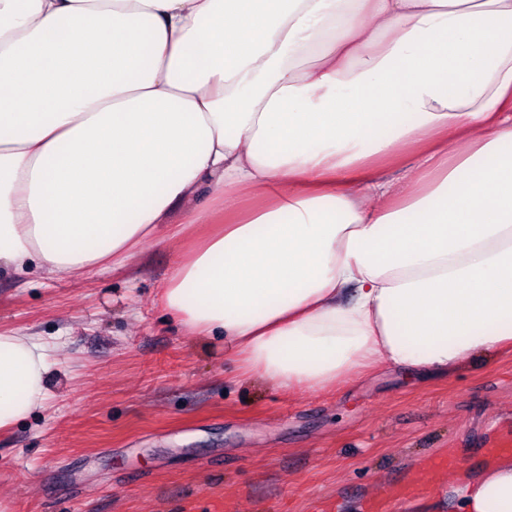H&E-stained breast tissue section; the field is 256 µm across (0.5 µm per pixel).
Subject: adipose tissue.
<instances>
[{
    "mask_svg": "<svg viewBox=\"0 0 512 512\" xmlns=\"http://www.w3.org/2000/svg\"><path fill=\"white\" fill-rule=\"evenodd\" d=\"M178 215L163 304L284 391L512 348V0H0V267L123 265ZM51 366L0 332V431ZM458 495L512 512V458Z\"/></svg>",
    "mask_w": 512,
    "mask_h": 512,
    "instance_id": "1",
    "label": "adipose tissue"
}]
</instances>
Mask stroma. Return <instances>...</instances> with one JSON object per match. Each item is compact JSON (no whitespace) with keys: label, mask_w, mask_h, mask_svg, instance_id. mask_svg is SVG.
Returning <instances> with one entry per match:
<instances>
[{"label":"stroma","mask_w":512,"mask_h":512,"mask_svg":"<svg viewBox=\"0 0 512 512\" xmlns=\"http://www.w3.org/2000/svg\"><path fill=\"white\" fill-rule=\"evenodd\" d=\"M191 236L162 231L131 263L83 275L0 270V331L50 343L55 360L47 410L0 432L9 512H360L415 473L432 493L393 512H461L456 487L512 442V352L283 392L162 306ZM451 450L459 467L428 471Z\"/></svg>","instance_id":"35a3bbf8"}]
</instances>
